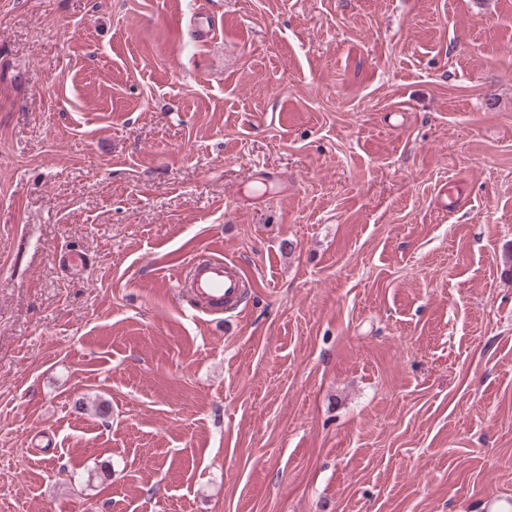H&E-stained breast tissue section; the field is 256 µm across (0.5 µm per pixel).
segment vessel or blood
Masks as SVG:
<instances>
[{
    "label": "vessel or blood",
    "instance_id": "vessel-or-blood-1",
    "mask_svg": "<svg viewBox=\"0 0 512 512\" xmlns=\"http://www.w3.org/2000/svg\"><path fill=\"white\" fill-rule=\"evenodd\" d=\"M176 286L193 309L207 315L235 310L245 293V282L236 262L222 254L209 259H190L179 270Z\"/></svg>",
    "mask_w": 512,
    "mask_h": 512
}]
</instances>
